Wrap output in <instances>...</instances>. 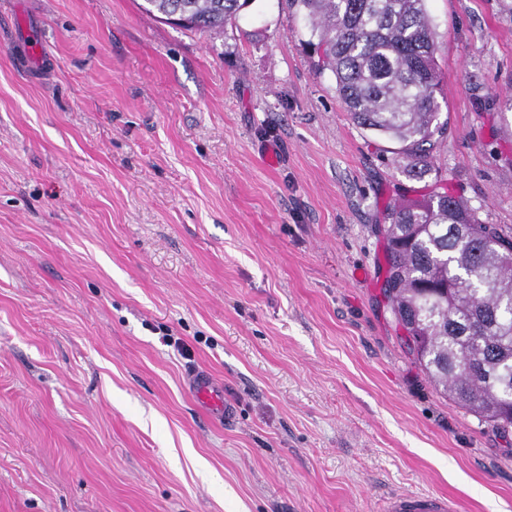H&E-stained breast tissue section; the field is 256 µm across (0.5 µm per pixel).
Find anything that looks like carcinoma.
<instances>
[{
	"mask_svg": "<svg viewBox=\"0 0 512 512\" xmlns=\"http://www.w3.org/2000/svg\"><path fill=\"white\" fill-rule=\"evenodd\" d=\"M313 17L320 57L357 127L396 145L412 177L424 175L440 121L435 45L426 0H287ZM251 0H144L186 30L222 33ZM379 228L383 294L416 361L478 421L512 427V234L485 224L448 191L402 199Z\"/></svg>",
	"mask_w": 512,
	"mask_h": 512,
	"instance_id": "carcinoma-1",
	"label": "carcinoma"
}]
</instances>
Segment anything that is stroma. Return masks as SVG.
<instances>
[{
  "label": "stroma",
  "instance_id": "35a3bbf8",
  "mask_svg": "<svg viewBox=\"0 0 512 512\" xmlns=\"http://www.w3.org/2000/svg\"><path fill=\"white\" fill-rule=\"evenodd\" d=\"M139 3L0 0V512H512V429L416 362L377 231L445 188L512 232V0H427L420 179L315 74L305 10L209 36ZM192 387L197 400L211 415L217 418L224 416V422H232L235 419V406L224 398V390L209 376L205 374L196 376ZM458 503L436 493H397L386 502L384 512H457Z\"/></svg>",
  "mask_w": 512,
  "mask_h": 512
}]
</instances>
